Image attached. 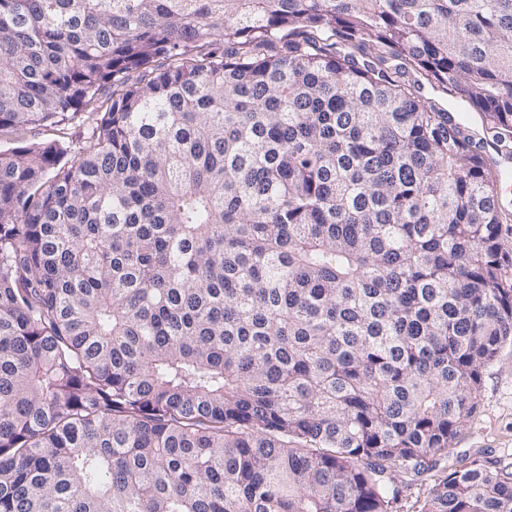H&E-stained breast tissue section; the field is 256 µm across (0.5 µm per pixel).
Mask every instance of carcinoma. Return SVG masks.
<instances>
[{"label": "carcinoma", "instance_id": "carcinoma-1", "mask_svg": "<svg viewBox=\"0 0 512 512\" xmlns=\"http://www.w3.org/2000/svg\"><path fill=\"white\" fill-rule=\"evenodd\" d=\"M94 102L0 151V512H512L443 465L512 343V0H0V132ZM422 98L427 101H434L437 103V101L441 104V107L448 109L451 114L454 116H462L465 118V122L468 121L469 126L473 127L477 130H481V122L480 118L477 115L476 112H455L456 110V101L455 99H451L450 97H444L443 99L440 98V95L430 88H424L422 91ZM84 115V116H83ZM86 114L80 115L73 122L65 127V130H59L60 127H37L27 129L20 134H1L0 135V151L10 150L17 146L18 141L25 144L41 143L53 139H62L75 141L86 131L87 124L83 123ZM18 140V141H17ZM386 474V482L389 485L397 484L401 488V493L396 504L399 512H416L419 503L427 496L430 488V481L415 480L405 485L403 475L397 471L391 470Z\"/></svg>", "mask_w": 512, "mask_h": 512}]
</instances>
